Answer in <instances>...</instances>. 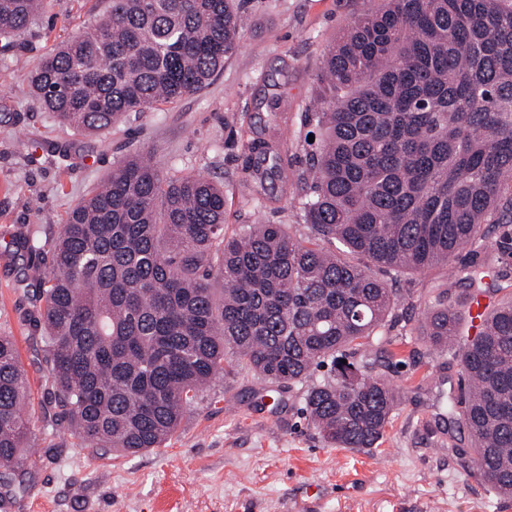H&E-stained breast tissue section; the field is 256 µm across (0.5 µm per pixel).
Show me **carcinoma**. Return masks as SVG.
Segmentation results:
<instances>
[{"mask_svg": "<svg viewBox=\"0 0 512 512\" xmlns=\"http://www.w3.org/2000/svg\"><path fill=\"white\" fill-rule=\"evenodd\" d=\"M45 0H0V37L24 34ZM236 0H111L103 17L45 53L30 87L59 123L104 132L208 85L239 49ZM301 236L285 224L224 234V187L135 152L69 211L51 240L27 324L44 332L56 425L92 448H158L217 375L304 383L311 426L338 448H373L401 393L349 361L384 327L395 293L378 272L423 273L458 258L484 224H512V0H384L324 53ZM251 182L279 169L271 143ZM16 250L35 255L31 231ZM473 293L438 298L424 327L456 347L463 420L479 470L512 495V300L455 345ZM30 392L13 337L0 336V469L28 463Z\"/></svg>", "mask_w": 512, "mask_h": 512, "instance_id": "carcinoma-1", "label": "carcinoma"}]
</instances>
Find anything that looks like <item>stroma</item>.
Segmentation results:
<instances>
[{"mask_svg": "<svg viewBox=\"0 0 512 512\" xmlns=\"http://www.w3.org/2000/svg\"><path fill=\"white\" fill-rule=\"evenodd\" d=\"M382 0H245L239 49L204 89L150 112L131 113L89 136L63 127L29 90V65L109 0H46L43 18L14 40L0 38V335L14 337L36 425L28 463L0 486V512H512V497L480 475L468 431L448 416L461 366L431 346L419 324L443 291H467L460 261L492 251L483 287L495 299L498 272L512 273L500 234L464 246L456 261L392 280L393 318L357 353L404 397L378 447L329 445L302 412L304 387L261 381L244 368L215 378L157 448L122 454L92 449L52 430L53 394L39 333L22 323L37 292L19 287L24 261L11 241L24 227L56 235L71 207L134 151L154 152L165 170L224 186V231L246 224L299 223L305 167L304 114L316 100L324 51L355 17ZM275 138L280 170L255 197L244 184L250 146ZM67 146L68 155L53 153Z\"/></svg>", "mask_w": 512, "mask_h": 512, "instance_id": "35a3bbf8", "label": "stroma"}]
</instances>
